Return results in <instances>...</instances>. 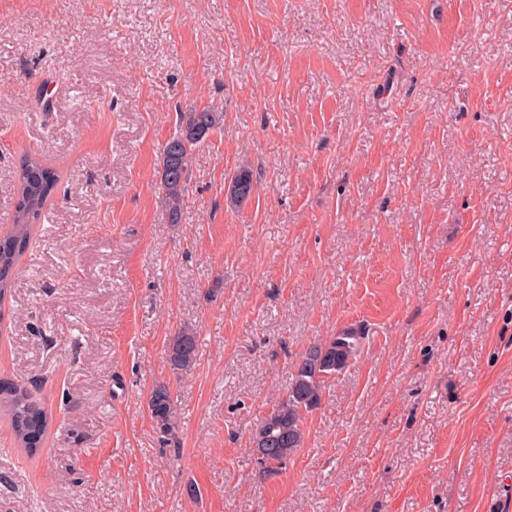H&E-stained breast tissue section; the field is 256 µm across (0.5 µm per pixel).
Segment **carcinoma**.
I'll use <instances>...</instances> for the list:
<instances>
[{"label":"carcinoma","instance_id":"carcinoma-1","mask_svg":"<svg viewBox=\"0 0 512 512\" xmlns=\"http://www.w3.org/2000/svg\"><path fill=\"white\" fill-rule=\"evenodd\" d=\"M223 114L210 105L193 107L179 113V133L163 151L161 190L168 220H181L184 194L196 147L222 121ZM59 183L58 172L30 154L23 156L16 179L12 230L0 236V302L21 272L20 261L30 241L31 228L41 219L48 199ZM254 190L253 175L243 167L232 178L230 202L239 207ZM362 333L345 328L323 343L309 346L294 366L288 390L281 402L262 420L253 440L273 441L268 453L257 463L262 473L272 476L286 464L288 457L304 440L302 415L318 407L327 378L343 371L355 358L362 345ZM197 336L189 326L178 330L167 343V360L175 373L188 372L196 362ZM0 408L7 411L13 432L21 448L36 455L42 448L50 427L48 411L29 390L19 384L0 381ZM147 409L155 426L163 433L175 427L176 404L168 383L154 384Z\"/></svg>","mask_w":512,"mask_h":512}]
</instances>
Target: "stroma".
<instances>
[{"label": "stroma", "mask_w": 512, "mask_h": 512, "mask_svg": "<svg viewBox=\"0 0 512 512\" xmlns=\"http://www.w3.org/2000/svg\"><path fill=\"white\" fill-rule=\"evenodd\" d=\"M203 105L172 224L163 149ZM27 153L60 184L0 379L52 426L31 457L0 417V512H512V0H0L1 234ZM347 327L263 475L255 430ZM254 190L253 175L248 167H242L232 178L230 186V202L240 207L248 200ZM197 336L193 328H180L167 343V360L174 373L188 372L196 362ZM362 333L345 328L325 343L309 346L294 366L288 390L281 402L262 420L252 438L274 441L266 445L267 455L257 463L262 473L272 476L286 464L288 457L304 440L302 415L318 407L327 378L343 371L356 358L362 345ZM147 409L155 426L163 433L175 427L176 404L167 382L154 384L147 401Z\"/></svg>", "instance_id": "35a3bbf8"}]
</instances>
